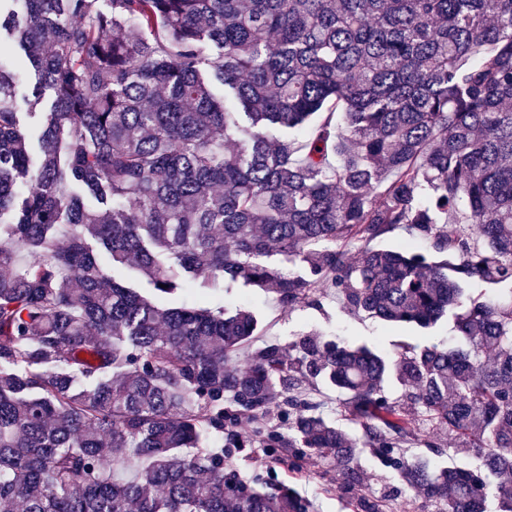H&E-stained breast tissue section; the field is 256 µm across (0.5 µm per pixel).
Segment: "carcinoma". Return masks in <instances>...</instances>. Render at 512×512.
Wrapping results in <instances>:
<instances>
[{
	"label": "carcinoma",
	"instance_id": "carcinoma-1",
	"mask_svg": "<svg viewBox=\"0 0 512 512\" xmlns=\"http://www.w3.org/2000/svg\"><path fill=\"white\" fill-rule=\"evenodd\" d=\"M98 2L0 0V512H315L226 448L352 485L370 448L437 512H512V0ZM235 285L455 339L251 350L252 308L180 302ZM420 417L452 465L404 452ZM317 390L320 394V398L325 403L326 414L330 418L336 420L339 425L348 429H352L353 427L350 425V423L344 419L345 397L340 395L338 392L323 386H320ZM253 452V448H242V450L236 449L231 452L230 461L233 463L235 467L243 474V475H251L254 471L264 472L266 470V458L264 456L257 457L251 459L249 458V453Z\"/></svg>",
	"mask_w": 512,
	"mask_h": 512
}]
</instances>
